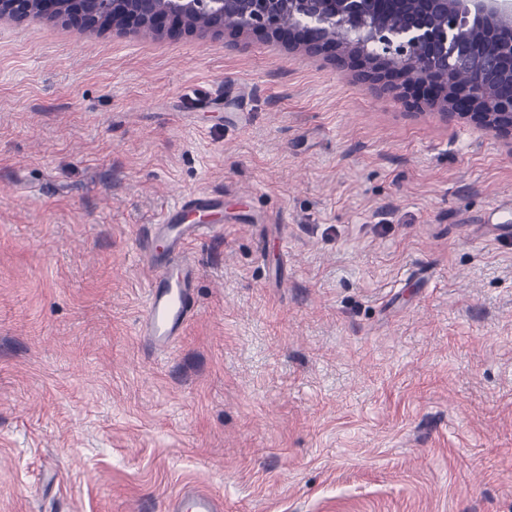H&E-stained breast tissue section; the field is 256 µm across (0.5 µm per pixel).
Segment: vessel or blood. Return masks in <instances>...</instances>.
<instances>
[{
	"instance_id": "1",
	"label": "vessel or blood",
	"mask_w": 512,
	"mask_h": 512,
	"mask_svg": "<svg viewBox=\"0 0 512 512\" xmlns=\"http://www.w3.org/2000/svg\"><path fill=\"white\" fill-rule=\"evenodd\" d=\"M202 197L166 208L149 225L142 250L149 258L152 274L146 289L139 332L148 345L158 350L173 347L183 335L193 314V290L199 276L190 243L206 238L211 227L205 223L184 221L183 210L205 205ZM171 512H221V500L206 491L187 488L170 502Z\"/></svg>"
}]
</instances>
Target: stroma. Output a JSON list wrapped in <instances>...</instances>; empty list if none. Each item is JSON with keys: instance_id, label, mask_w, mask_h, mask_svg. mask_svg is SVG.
Here are the masks:
<instances>
[{"instance_id": "obj_1", "label": "stroma", "mask_w": 512, "mask_h": 512, "mask_svg": "<svg viewBox=\"0 0 512 512\" xmlns=\"http://www.w3.org/2000/svg\"><path fill=\"white\" fill-rule=\"evenodd\" d=\"M195 312L138 334L183 196ZM512 512V146L253 34L0 23V512ZM169 508L172 512H220L222 502L209 492L198 488H186L171 500Z\"/></svg>"}]
</instances>
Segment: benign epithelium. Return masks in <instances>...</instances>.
<instances>
[{
	"instance_id": "obj_1",
	"label": "benign epithelium",
	"mask_w": 512,
	"mask_h": 512,
	"mask_svg": "<svg viewBox=\"0 0 512 512\" xmlns=\"http://www.w3.org/2000/svg\"><path fill=\"white\" fill-rule=\"evenodd\" d=\"M79 34H206L239 49L255 32L338 72L409 94L446 122L512 144V0H0V21Z\"/></svg>"
}]
</instances>
